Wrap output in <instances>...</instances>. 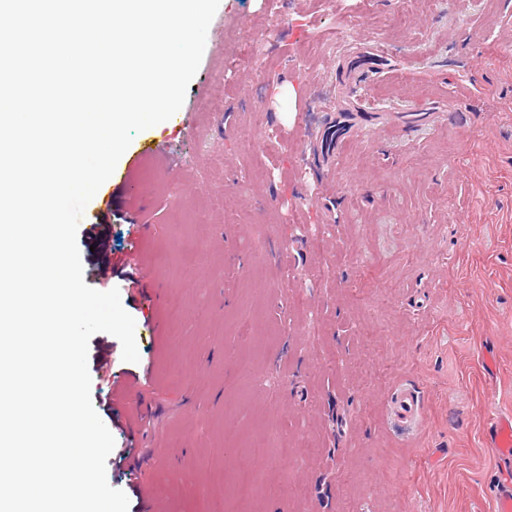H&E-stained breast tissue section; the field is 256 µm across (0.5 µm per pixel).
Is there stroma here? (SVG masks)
Returning a JSON list of instances; mask_svg holds the SVG:
<instances>
[{
	"mask_svg": "<svg viewBox=\"0 0 512 512\" xmlns=\"http://www.w3.org/2000/svg\"><path fill=\"white\" fill-rule=\"evenodd\" d=\"M377 50L378 73L351 65ZM182 108L136 134L77 232L84 282L118 289L148 384L95 410L134 443L128 512H497L512 415V0H220ZM364 122L322 165L332 112ZM408 112L429 113L417 125ZM165 141L158 158L135 149ZM110 208H103V197ZM142 288L101 277L131 243ZM413 386L417 426L388 413ZM271 439L247 499L236 477ZM491 440L493 447L501 455H512V418H500L493 427Z\"/></svg>",
	"mask_w": 512,
	"mask_h": 512,
	"instance_id": "1",
	"label": "stroma"
}]
</instances>
